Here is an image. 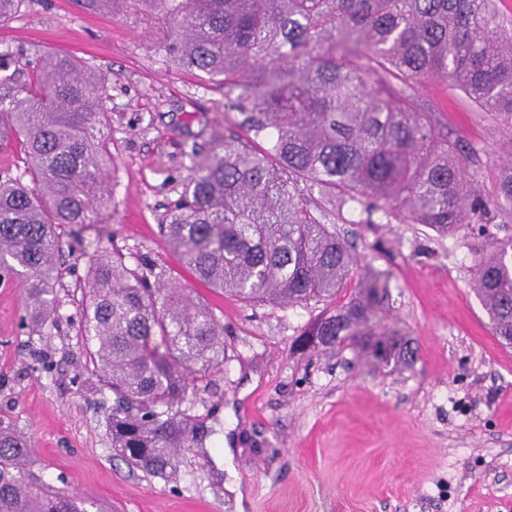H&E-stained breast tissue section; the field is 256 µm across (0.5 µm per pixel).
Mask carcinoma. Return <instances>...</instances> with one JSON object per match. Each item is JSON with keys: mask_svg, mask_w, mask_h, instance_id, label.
Here are the masks:
<instances>
[{"mask_svg": "<svg viewBox=\"0 0 512 512\" xmlns=\"http://www.w3.org/2000/svg\"><path fill=\"white\" fill-rule=\"evenodd\" d=\"M26 0H0V22ZM169 60L236 93L240 126L193 155V175L160 232L182 266L244 303L325 307L295 351L352 348L380 365L410 363L409 342L379 332L388 275L347 289L353 247L325 224L358 206L440 235L512 221V167L496 199L474 186L456 141L438 131L418 87L439 75L473 112L512 127V21L496 0H136ZM106 78L67 54L45 59L9 102L7 133L22 144L24 176L0 180V285H20L33 330L55 324L65 275L64 228L87 223L108 195L102 124ZM474 291L498 342L512 339V240L484 258ZM81 335L90 377L112 392V448L156 476L188 447L181 410L192 383L224 368V328L166 266L147 254L103 255L86 274ZM32 448L0 424V512H87L42 483Z\"/></svg>", "mask_w": 512, "mask_h": 512, "instance_id": "cac0c4a2", "label": "carcinoma"}]
</instances>
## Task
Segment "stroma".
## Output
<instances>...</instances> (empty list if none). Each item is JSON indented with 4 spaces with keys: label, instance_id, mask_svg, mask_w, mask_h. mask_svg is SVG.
Segmentation results:
<instances>
[{
    "label": "stroma",
    "instance_id": "1",
    "mask_svg": "<svg viewBox=\"0 0 512 512\" xmlns=\"http://www.w3.org/2000/svg\"><path fill=\"white\" fill-rule=\"evenodd\" d=\"M1 50L14 76L0 82L6 102L57 52L108 80L110 195L66 232L57 324L32 331L17 288L0 287V423L31 442L43 483L88 512H512V347L473 290L479 260L512 239L497 219L444 236L397 219L366 224L352 209L337 221L365 263L390 274L381 325L411 339L408 368L348 348L292 352L321 304L247 305L182 272L221 320L226 362L197 384L173 472L130 469L106 427L112 398L86 371L83 281L114 246L179 270L159 224L192 173L190 152L240 135L241 116L222 85L168 62L132 0H27L0 24ZM419 95L493 198L498 170L512 166V128L469 111L447 80Z\"/></svg>",
    "mask_w": 512,
    "mask_h": 512
}]
</instances>
